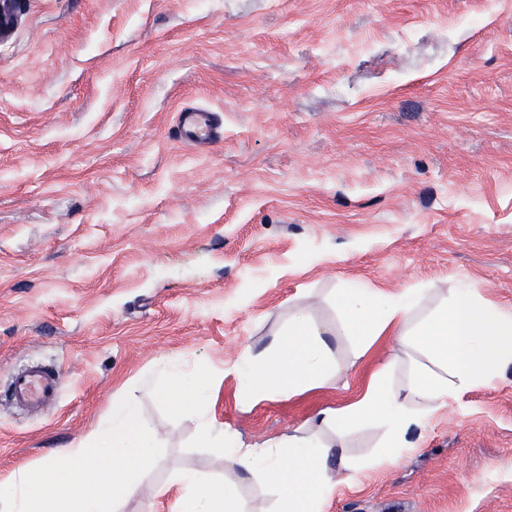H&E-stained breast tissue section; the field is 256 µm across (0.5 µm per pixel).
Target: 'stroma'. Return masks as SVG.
Here are the masks:
<instances>
[{"mask_svg":"<svg viewBox=\"0 0 512 512\" xmlns=\"http://www.w3.org/2000/svg\"><path fill=\"white\" fill-rule=\"evenodd\" d=\"M185 105L222 139L178 141ZM356 282L512 307V0H26L0 43V387L42 363L62 389L0 399V480L126 386L164 451L120 512H174L156 487L224 461L161 368L223 374L208 418L278 439L373 362L337 337L348 387L247 407L241 354L299 308L335 324ZM341 478L323 512H512V372Z\"/></svg>","mask_w":512,"mask_h":512,"instance_id":"obj_1","label":"stroma"}]
</instances>
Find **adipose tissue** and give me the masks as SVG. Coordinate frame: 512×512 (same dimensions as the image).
Segmentation results:
<instances>
[{
    "label": "adipose tissue",
    "instance_id": "1",
    "mask_svg": "<svg viewBox=\"0 0 512 512\" xmlns=\"http://www.w3.org/2000/svg\"><path fill=\"white\" fill-rule=\"evenodd\" d=\"M420 301L417 292L389 297L371 288H345L336 296L341 314L337 325L323 324L308 311L298 310L289 315L286 328L273 331L264 347L247 350L243 363L248 381L239 390L247 405L336 385L346 373L336 357L338 336L356 337L364 353L390 337L426 361L398 388L390 381L396 359L385 357L352 399L319 410L293 433L270 444L250 445L234 431L200 422L199 437L223 457L224 476H179L187 492L178 512H250L241 488L254 481L275 491V512H323L337 483V468L348 464L345 448L355 431L369 424L380 426L384 438L375 460L397 464L412 449L413 432L425 429L449 398L477 384H493L512 370V310L479 299L472 289L459 288L418 324L414 312ZM217 382V375L203 371L191 383L185 373L171 369L162 396L174 402L193 401L199 410ZM328 431L334 433V443L324 440Z\"/></svg>",
    "mask_w": 512,
    "mask_h": 512
}]
</instances>
